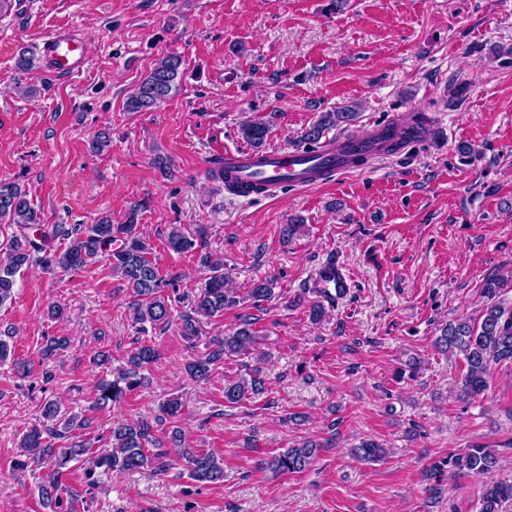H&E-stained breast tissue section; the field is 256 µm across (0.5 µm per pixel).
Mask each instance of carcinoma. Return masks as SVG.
I'll use <instances>...</instances> for the list:
<instances>
[{"instance_id": "1", "label": "carcinoma", "mask_w": 512, "mask_h": 512, "mask_svg": "<svg viewBox=\"0 0 512 512\" xmlns=\"http://www.w3.org/2000/svg\"><path fill=\"white\" fill-rule=\"evenodd\" d=\"M183 60L175 54L159 59L138 87L128 97L129 112H147L170 98L179 87L178 77ZM357 120V107L345 106L335 112H324L304 134L307 144H315L333 127H348ZM243 138L256 149L263 147L269 134V125L262 119L247 121L241 127ZM140 207L128 213L123 224H114L109 216L98 218L95 223L76 225L70 229L61 224L44 223L42 213L35 208L26 190L15 183L0 181V219L18 228L11 237L5 255L0 258V305L11 297L15 276L36 255L49 269L64 271L80 270L99 256L112 261V267L120 271L127 287L133 294L131 315L136 324L150 323L152 326L166 324L171 317V304L161 295L163 282L157 268L146 254L148 247L137 224ZM68 240L64 250H51V242L58 238ZM169 247L176 252H186L193 241L177 226L168 234ZM500 281L491 279L484 285L488 302L481 321L472 324L467 320H456L442 328L437 343L446 351L456 350L463 355L466 373L462 378L463 390L471 396L482 394L488 387L493 366L512 361V313L495 301ZM248 296L256 303L268 301L273 296L272 283L257 280L251 284ZM237 304L236 296L224 286L223 264H211V274L204 288L194 300L190 311L180 316V333L185 339L194 341L201 333L203 321L224 314V310ZM258 336L252 324L245 321L232 332L213 338L206 344L205 352L186 365L187 373L197 381L210 378L213 367L230 357H248L258 352ZM157 357L155 346L142 344L136 348L125 365L112 369V378H103L96 386L95 405L104 408L124 400L131 392L149 385L143 374L147 365ZM264 382L253 371L249 377L240 376L224 383V401L236 404L247 394L262 391ZM183 401L172 396L162 402L161 415L155 422H112L109 444L89 457L84 464L87 492L95 490L97 471L104 473L134 471L150 468L163 473L170 466L167 443L155 436V427L168 420L177 419L182 412ZM45 418L53 420L51 425H34L21 440V460L16 469L25 470L34 465L47 470L39 491L42 502L51 512H61L63 494L68 492L61 477L70 471L69 464L80 460L89 449L80 444L70 448H56L52 440L66 436L85 422L74 416L61 413L58 405L47 402L43 407ZM170 444L179 448V455L186 462L189 476L197 482L217 483L224 481V458L213 452L182 447L179 431L171 430ZM318 447L313 442H302L271 457L267 465L280 474L305 471L317 456ZM456 474L490 475L498 466V457L488 448H469L452 457ZM512 499V483L497 480L484 482L482 486L481 512H499L502 502Z\"/></svg>"}]
</instances>
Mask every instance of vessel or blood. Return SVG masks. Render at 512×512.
<instances>
[{"mask_svg":"<svg viewBox=\"0 0 512 512\" xmlns=\"http://www.w3.org/2000/svg\"><path fill=\"white\" fill-rule=\"evenodd\" d=\"M42 52L51 73L58 77L73 76L87 64L82 40L66 29L46 36ZM430 127L426 116L416 123L396 116L355 133L325 139L309 149H219L210 172L234 196L272 197L288 187L311 188L334 175L362 168L366 162L384 160L393 142L424 138ZM307 286L321 302L334 305L349 294L352 279L346 266L330 257L313 271Z\"/></svg>","mask_w":512,"mask_h":512,"instance_id":"b4317fda","label":"vessel or blood"}]
</instances>
